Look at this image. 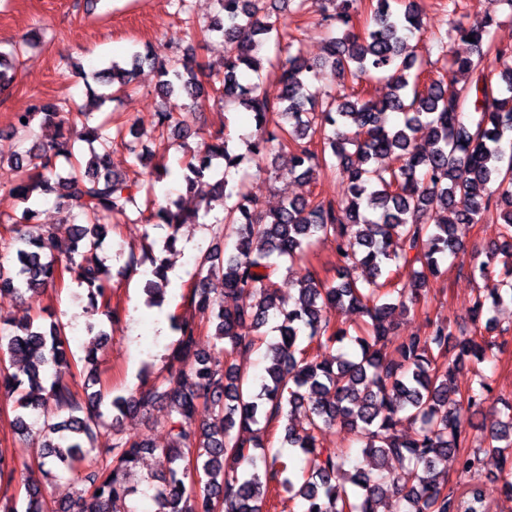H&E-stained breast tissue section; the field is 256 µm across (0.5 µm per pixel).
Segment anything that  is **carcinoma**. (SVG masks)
Segmentation results:
<instances>
[{"mask_svg": "<svg viewBox=\"0 0 512 512\" xmlns=\"http://www.w3.org/2000/svg\"><path fill=\"white\" fill-rule=\"evenodd\" d=\"M214 19L198 31L203 42L224 41V61L204 65L194 54L160 58L151 48L133 49L120 60L87 74L72 64L84 81L88 97L118 101L136 89L143 65L159 75L158 94L170 110L157 113L159 147L177 146L182 156L176 172L186 194L197 199L193 209L182 199L138 197L145 184L111 169L112 147L121 145L139 162L137 125L109 127L90 124L94 113L69 107L66 100L45 98L36 109L55 127L54 137L34 143L0 170L11 171L10 192L23 204L20 214L0 225V240L13 251L12 264H0V291L18 297L71 279L87 291L88 307L101 311L109 326L121 321L112 304V272L98 256L112 225L145 224L166 230L162 253L176 252L181 228L200 223L215 207L222 217L215 224L232 249L224 254L205 250L196 259L195 281L184 296L190 316L172 317L179 337L170 354L179 364L148 387L128 396L112 397V445L94 448V428L104 416V395L81 397L70 370V346L55 325L44 327L30 317L0 322V355L9 368L0 370V390L18 393L16 433L31 431L30 420H43L44 441L39 466L59 475L74 473L91 451L97 466L81 476L85 492L50 504L36 487L26 488L24 510L5 504L0 512H135L127 506L138 492L130 477L139 459L156 451L172 463L168 476L152 487L158 512H263L269 493L284 490L301 499V512H381L396 500L401 512H489L484 483L477 481L459 493L441 479L439 465L457 459L458 471L482 477L485 461L496 463L491 482L512 496V400L501 407L484 430V446L464 450L472 427L469 412L482 406L491 388L476 365L500 349L482 331L496 329L484 313L512 305V70L492 76L491 58L512 53L498 44L492 27L499 6L512 10V0H489L480 18H454L451 31L461 40L473 38L469 52L448 59V74L473 80L452 94L444 75L430 76L425 64L408 53V42L422 32L414 0H330L333 12L323 14L336 25L321 62L310 61L286 25L281 12H303L309 0H215ZM367 22L356 30L362 15ZM274 43L283 87L278 101L260 92L257 81L244 85L250 71L261 78ZM32 45L28 39L0 50V90L15 75V59ZM337 78L339 93L320 96L310 81ZM382 78L389 93L370 96L367 83ZM231 101L252 114L256 132L248 151L257 157L288 150V174L309 183L319 170L336 172L342 198H292L263 211L230 180L243 160L217 136L200 147L186 145L190 133L179 128L174 110L194 108L203 97ZM400 121L387 123V113ZM34 113L18 112L12 132L27 138ZM26 122H21V119ZM54 198L68 214L86 223L70 225L65 258L55 256L57 236L38 223V208ZM501 224L502 245L474 264L471 274L483 288L471 308L472 333L456 331L452 323H435L425 336L394 342L395 313L427 295L441 266L461 249L457 224H479L490 213ZM335 244L337 280L325 284L310 272L297 277V295L283 299L275 278L303 263L322 240ZM509 261L500 275L491 269L495 256ZM150 262L153 280L145 288L147 303L159 306L169 283L168 259L154 251L129 252L126 267ZM420 265L414 279L402 282L386 274L390 267ZM219 281L220 288L212 287ZM250 291L257 300L238 304ZM358 310L370 320L367 337L351 336L331 316ZM278 335L266 344L268 365L260 380L252 379L235 362L224 373L212 369L198 348L200 335L213 329L228 357L262 342L269 323ZM353 342L352 356L339 353L319 358L310 345ZM454 341L453 357L448 343ZM471 367L477 386L458 395L454 379ZM169 402L167 427L171 444L156 449L134 437L120 435V419L148 412L161 400ZM213 412L212 422L195 425L200 407ZM302 409L308 421L289 423ZM413 432L399 433L402 422ZM347 427L361 442L362 464L348 472V453L322 448L319 435L335 426ZM283 428L282 445L303 457L293 474L281 450L271 451L272 439ZM408 461L399 473L389 460ZM18 473L14 460L0 450V482Z\"/></svg>", "mask_w": 512, "mask_h": 512, "instance_id": "1", "label": "carcinoma"}]
</instances>
